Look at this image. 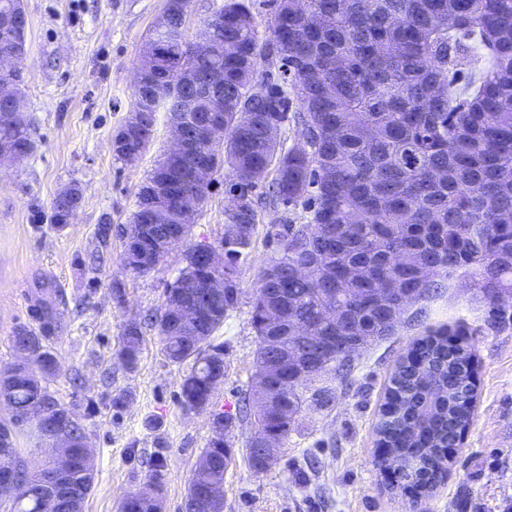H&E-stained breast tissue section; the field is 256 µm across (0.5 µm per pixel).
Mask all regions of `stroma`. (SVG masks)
I'll use <instances>...</instances> for the list:
<instances>
[{"label": "stroma", "instance_id": "35a3bbf8", "mask_svg": "<svg viewBox=\"0 0 512 512\" xmlns=\"http://www.w3.org/2000/svg\"><path fill=\"white\" fill-rule=\"evenodd\" d=\"M26 54L21 64L29 132L35 143L21 164L0 168V370L17 354L20 328L49 327L61 370L48 382L62 404L84 415L93 454L94 488L84 512H116L143 487L149 463L164 462V512H184L189 480L213 434L216 413L233 415L225 433L235 450L224 474V512H512V296L493 317L471 278L405 314L394 336L360 349L351 375L308 382L329 389L328 401H306L266 472L250 468L244 450L254 436L239 406L254 374L258 346L251 301L259 273L275 254L269 233L303 209L263 208L247 260L238 273L240 302L215 333L224 346V380L211 406L179 401L186 365L170 362L155 330L144 332L136 368L117 356L124 325L160 310L184 261L172 250L150 273L122 266V232L135 194L167 150V115L133 163L115 156L111 140L133 108V75L141 44L166 0H23ZM192 227L193 241L224 234V175L215 173ZM68 186L82 193L72 223L55 226L52 208ZM112 234L100 239L98 227ZM472 329L478 398L447 479L414 503L376 466L375 435L397 359L427 327ZM121 405H114V398Z\"/></svg>", "mask_w": 512, "mask_h": 512}]
</instances>
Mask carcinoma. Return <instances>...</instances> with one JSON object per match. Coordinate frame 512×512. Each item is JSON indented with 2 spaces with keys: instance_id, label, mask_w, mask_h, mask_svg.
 I'll return each mask as SVG.
<instances>
[{
  "instance_id": "obj_1",
  "label": "carcinoma",
  "mask_w": 512,
  "mask_h": 512,
  "mask_svg": "<svg viewBox=\"0 0 512 512\" xmlns=\"http://www.w3.org/2000/svg\"><path fill=\"white\" fill-rule=\"evenodd\" d=\"M227 23L212 31L229 51L222 55L224 83L213 89L215 110L224 117V137L202 139V150L215 170H226L224 224L239 226L238 236L223 237L224 292L205 288V263L191 231L176 244L184 267L166 288L169 295L199 297L198 318L182 323L166 308L148 318L173 363L192 362L181 382L186 409L211 405L216 380L224 379V345L214 333L237 308L238 271L255 237L258 209L302 205L305 224H283L272 232L276 256L259 276L251 322L258 338L255 369L265 370L274 353L270 337L286 348L297 322L311 326L320 341L335 347L309 363L305 379L288 373L273 376L271 387L289 420L275 411L255 409L258 396L248 389L243 413L255 428L280 433L285 441L304 402V381L334 371L352 372L353 338L371 345L395 333L409 308L444 287L456 274L476 278L475 287L492 308L512 295V0H309L320 22L313 26L290 17L291 0H274L266 45L259 46L253 4L228 0ZM188 0H167L173 30L184 26ZM484 51L488 66L471 62ZM276 59L281 81L264 82L253 92L259 61ZM217 58L183 41L164 49L155 69L183 68L206 77ZM467 70L463 83L448 72ZM155 111L138 128L123 130L116 157L143 153L151 145L156 112L180 105L181 95L165 83H151ZM294 122L310 142L285 150L268 136L271 128ZM28 157L35 150L27 121L0 126V139ZM168 182L175 193L159 203L161 224L144 225L141 202L124 232L125 269L137 276L151 272L152 234L160 236L179 224L180 195L195 191L184 164L164 155L147 178ZM315 259L306 278L294 267ZM349 273L353 291L331 289L328 275ZM276 311L278 321H265ZM46 328L24 329L27 363L12 377L9 390L15 415L0 421V435L20 454L22 414H40L38 431L50 422L72 426L77 438L82 416L59 403L46 382L59 370L46 345ZM464 330L427 329L400 356L390 377L375 433L377 444L391 448L408 463L403 489L430 495L448 476L446 449L461 443L476 398L477 364L472 344H448ZM143 343L141 323L126 324L119 359L137 366ZM203 455L206 469L193 472L186 512H207L199 490L224 488V473L234 450L224 439H210ZM163 461L154 463L145 489L124 499L117 512H152L150 496L163 495ZM94 484L80 455L70 470L53 476L47 466L31 472L19 464L16 483L0 487V500L11 512H41L43 499L57 497L56 512H81Z\"/></svg>"
}]
</instances>
